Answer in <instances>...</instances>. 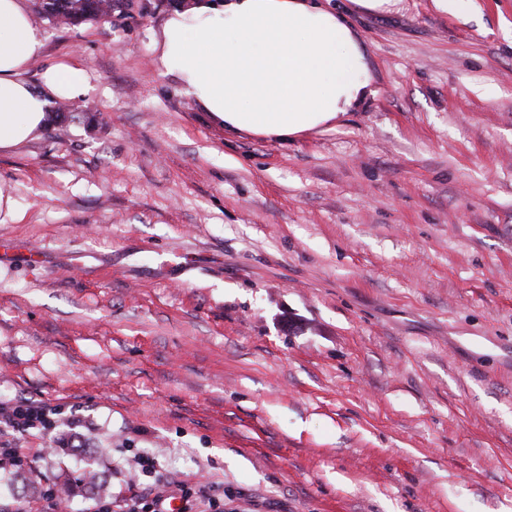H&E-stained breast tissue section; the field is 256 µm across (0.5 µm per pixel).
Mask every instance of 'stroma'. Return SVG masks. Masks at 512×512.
I'll return each instance as SVG.
<instances>
[{"label":"stroma","instance_id":"1","mask_svg":"<svg viewBox=\"0 0 512 512\" xmlns=\"http://www.w3.org/2000/svg\"><path fill=\"white\" fill-rule=\"evenodd\" d=\"M355 13L376 96L336 128L233 135L160 76L166 9L45 24L26 78L91 91L0 152V499H122L154 477L224 512H512V0ZM157 457V476L138 456ZM58 409L45 403L29 401H0V461L13 466L19 461V448H13L4 440L10 431L20 434L37 432L44 439L51 438L56 429L55 416Z\"/></svg>","mask_w":512,"mask_h":512}]
</instances>
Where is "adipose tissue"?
Wrapping results in <instances>:
<instances>
[{
	"mask_svg": "<svg viewBox=\"0 0 512 512\" xmlns=\"http://www.w3.org/2000/svg\"><path fill=\"white\" fill-rule=\"evenodd\" d=\"M45 39L26 0H0V151L42 131L51 100L88 94L74 62L47 67L43 91L29 86ZM153 49L159 74L235 134L286 140L332 129L374 94L363 38L324 0H194L168 15Z\"/></svg>",
	"mask_w": 512,
	"mask_h": 512,
	"instance_id": "adipose-tissue-1",
	"label": "adipose tissue"
}]
</instances>
